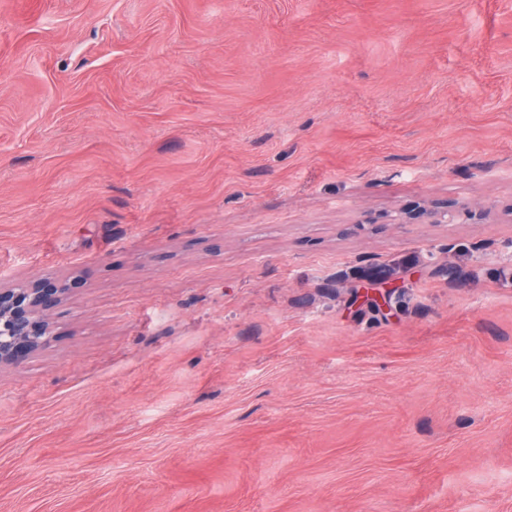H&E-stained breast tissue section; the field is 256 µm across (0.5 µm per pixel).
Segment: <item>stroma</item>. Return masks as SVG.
<instances>
[{"label":"stroma","instance_id":"stroma-1","mask_svg":"<svg viewBox=\"0 0 512 512\" xmlns=\"http://www.w3.org/2000/svg\"><path fill=\"white\" fill-rule=\"evenodd\" d=\"M69 273L0 512H512V0H0V282ZM461 216H468L470 219L482 220L486 216V212L482 209L472 208L466 204L448 200L444 203L423 207L412 212H402L397 219L401 222H410L421 220L429 224H453L458 221Z\"/></svg>","mask_w":512,"mask_h":512}]
</instances>
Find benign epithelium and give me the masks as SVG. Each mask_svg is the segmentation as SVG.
Segmentation results:
<instances>
[{
  "label": "benign epithelium",
  "mask_w": 512,
  "mask_h": 512,
  "mask_svg": "<svg viewBox=\"0 0 512 512\" xmlns=\"http://www.w3.org/2000/svg\"><path fill=\"white\" fill-rule=\"evenodd\" d=\"M482 220L486 212L446 201L404 212L401 222L453 224L461 217ZM76 281L42 277L24 284L0 285V368L18 367L57 338L54 314Z\"/></svg>",
  "instance_id": "benign-epithelium-1"
}]
</instances>
